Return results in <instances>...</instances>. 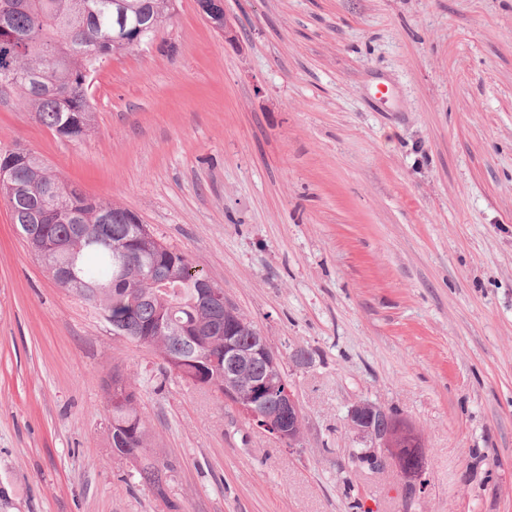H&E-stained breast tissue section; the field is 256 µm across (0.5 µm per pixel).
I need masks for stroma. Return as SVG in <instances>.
Listing matches in <instances>:
<instances>
[{
	"mask_svg": "<svg viewBox=\"0 0 512 512\" xmlns=\"http://www.w3.org/2000/svg\"><path fill=\"white\" fill-rule=\"evenodd\" d=\"M177 0L92 80L82 141L0 97L41 155L184 251L283 361L286 446L113 335L0 199V512H512V0ZM120 368L167 499L109 447ZM368 402L411 424L425 486L355 462Z\"/></svg>",
	"mask_w": 512,
	"mask_h": 512,
	"instance_id": "35a3bbf8",
	"label": "stroma"
}]
</instances>
